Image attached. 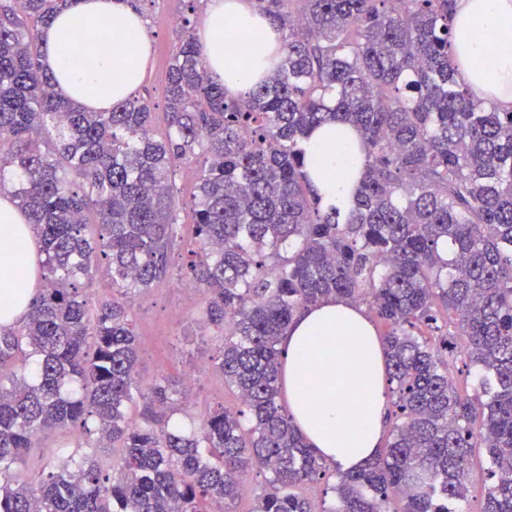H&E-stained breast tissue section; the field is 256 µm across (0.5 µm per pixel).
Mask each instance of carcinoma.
Listing matches in <instances>:
<instances>
[{"label": "carcinoma", "instance_id": "1", "mask_svg": "<svg viewBox=\"0 0 512 512\" xmlns=\"http://www.w3.org/2000/svg\"><path fill=\"white\" fill-rule=\"evenodd\" d=\"M69 2L0 0V194L43 255L27 317L0 328V512H235L255 466L252 512H470L478 479L480 512H512V110L457 81V0H256L282 57L232 99L183 19L159 138L143 95L94 112L56 89L27 19L44 27ZM329 121L354 126L366 155L346 210L306 171L303 144ZM182 161L197 172L185 274L238 400L189 431L170 426L184 408L167 380L137 376L126 302L168 273ZM99 270L112 297L95 302ZM332 296L388 326L395 410L382 452L336 473L317 511L302 489L326 466L282 403L281 344ZM450 336L466 337L474 398L449 375ZM69 427L89 448L119 444L112 471L71 457L17 483L35 440ZM259 469L255 468L250 473L247 481L241 487V496L234 505L237 512H248L256 501L257 496L261 493L264 486V474L259 473Z\"/></svg>", "mask_w": 512, "mask_h": 512}]
</instances>
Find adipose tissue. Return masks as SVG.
Instances as JSON below:
<instances>
[{"label": "adipose tissue", "mask_w": 512, "mask_h": 512, "mask_svg": "<svg viewBox=\"0 0 512 512\" xmlns=\"http://www.w3.org/2000/svg\"><path fill=\"white\" fill-rule=\"evenodd\" d=\"M458 80L499 107L512 108V0H458ZM43 62L57 87L87 109L107 112L140 87L151 55L141 15L129 0H77L42 29ZM196 44L211 78L242 96L271 70L282 34L254 0H207ZM314 184L345 208L363 169L360 135L327 123L304 144ZM39 242L24 211L0 196V326L24 320L41 283ZM288 412L323 462L341 472L381 451L387 412L385 356L363 308L340 297L303 309L282 344Z\"/></svg>", "instance_id": "adipose-tissue-1"}]
</instances>
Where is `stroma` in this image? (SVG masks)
I'll list each match as a JSON object with an SVG mask.
<instances>
[{
  "label": "stroma",
  "mask_w": 512,
  "mask_h": 512,
  "mask_svg": "<svg viewBox=\"0 0 512 512\" xmlns=\"http://www.w3.org/2000/svg\"><path fill=\"white\" fill-rule=\"evenodd\" d=\"M146 30L151 41V56L146 76L139 88L154 105L153 132L166 131L165 86L170 56L176 44L169 17L189 18L191 27H198L201 13L187 10L186 0H140ZM176 200L180 213V238L172 250L169 271L148 291L132 300L139 349L137 369L142 383L167 377L173 389H180L187 375H194L190 412L204 413L218 405L236 406L235 396L224 386V378L215 367L217 347L212 329L196 322L198 297L188 296L176 283L188 250L195 246L192 195L196 187L193 166H176ZM77 429L69 428L45 435L26 457L19 470L20 480L31 482L41 477L60 447H76Z\"/></svg>",
  "instance_id": "35a3bbf8"
}]
</instances>
